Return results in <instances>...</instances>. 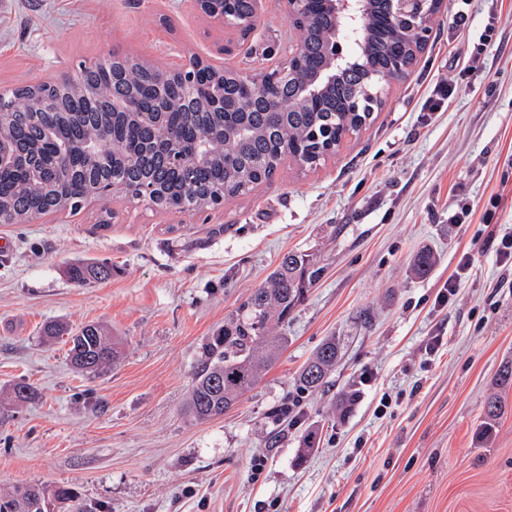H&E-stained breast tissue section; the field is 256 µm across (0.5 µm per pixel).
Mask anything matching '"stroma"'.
Returning <instances> with one entry per match:
<instances>
[{"label": "stroma", "mask_w": 512, "mask_h": 512, "mask_svg": "<svg viewBox=\"0 0 512 512\" xmlns=\"http://www.w3.org/2000/svg\"><path fill=\"white\" fill-rule=\"evenodd\" d=\"M465 9L470 37L440 14L373 123L317 169L285 161L204 211L117 197L0 224V392L37 390L0 417V490L65 485L86 512H512V387L493 427L483 412L512 365V269L480 251L492 228L512 229V0ZM493 13L496 50L470 59L468 40ZM256 16L244 36L192 0H0V90L126 55L168 69L195 55L252 79L296 41L274 0H256ZM448 74L451 101L424 111ZM496 195L491 226L482 214ZM463 203L471 217L449 223ZM105 209L114 217L101 228ZM425 247L437 263L419 279L411 261ZM292 250L317 254L322 272L288 320L280 361L224 416L192 420L203 345ZM470 250L459 298L436 306ZM77 260L111 264V279L73 285L64 270ZM49 321L67 333L103 324L124 356L79 373L64 337L41 342ZM435 335L442 345L426 355ZM331 336L341 358L326 385L300 390L301 365ZM286 403L292 421L275 420ZM308 429L318 436L304 458Z\"/></svg>", "instance_id": "1"}]
</instances>
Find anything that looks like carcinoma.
<instances>
[{
	"instance_id": "obj_1",
	"label": "carcinoma",
	"mask_w": 512,
	"mask_h": 512,
	"mask_svg": "<svg viewBox=\"0 0 512 512\" xmlns=\"http://www.w3.org/2000/svg\"><path fill=\"white\" fill-rule=\"evenodd\" d=\"M337 25L321 9L310 11L306 28L298 35L299 80L308 79L323 63L321 44ZM365 29L362 67L338 73L316 104L296 97L291 85L271 90L279 97L278 112L268 111L266 99L244 89L232 72L221 78L207 68L198 69L190 96L178 77L130 57H115L87 71L81 85L56 90L54 112L46 124L35 116L40 90L17 89L4 101L7 112L0 122V149L24 161L27 168L0 170V215L21 220L33 212L76 211L81 201L98 195L105 186L133 198L144 184L153 187V203L160 210H202L218 198L233 201L271 181L287 159L320 166L326 161L327 147L338 145L347 132L359 134L383 106L382 97L368 93L372 89L368 70L383 67L395 53L412 65L421 50L408 27L390 23L380 5L370 11ZM221 86L236 97L237 111H209L213 91ZM102 88L136 107L159 106L162 118L93 105ZM353 98L360 100L361 111L344 109ZM85 143L108 152L111 163L101 164L94 154L71 164L51 162L61 146ZM434 263L433 253L423 250L413 268L425 276ZM319 272L314 255H285L266 283L244 302V316L224 324L205 343L186 407L192 419L202 422L223 416L260 383L287 349L288 316ZM67 275L74 284L87 286L108 280L112 266L78 262L68 267ZM68 343L70 362L83 373L97 374L122 356L120 339L98 323L79 328ZM337 358L336 339L323 342L300 372L302 389L320 388ZM34 398V388L18 382L8 404L21 406ZM0 512L83 510L71 489L37 483L0 492Z\"/></svg>"
}]
</instances>
